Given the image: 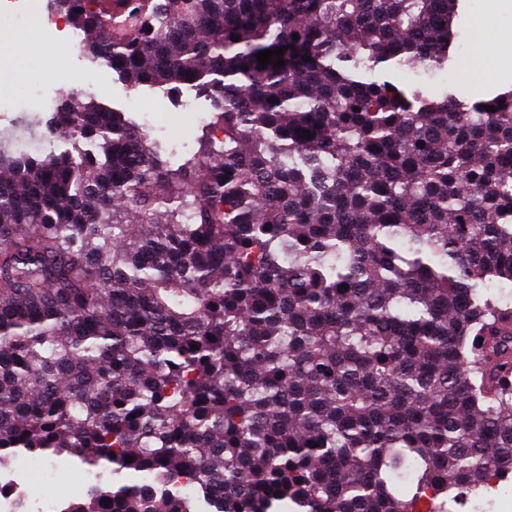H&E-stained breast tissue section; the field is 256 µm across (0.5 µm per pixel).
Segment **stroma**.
<instances>
[{"instance_id": "1", "label": "stroma", "mask_w": 512, "mask_h": 512, "mask_svg": "<svg viewBox=\"0 0 512 512\" xmlns=\"http://www.w3.org/2000/svg\"><path fill=\"white\" fill-rule=\"evenodd\" d=\"M52 0H20V22L13 27H0V45H21L22 63L17 74L0 81V138L24 139L33 147H41L44 122L49 115L45 104L59 101L62 93L80 87L92 98L121 112L143 120L144 110L161 116L151 141L157 142L163 158L182 163L198 149L196 138L183 135L182 116L192 107L202 122H210L213 114L207 96L185 87L179 93L164 89H131L110 67L91 59L80 42L72 38L73 29L54 17ZM485 0H464V7L454 21L456 53L446 71L414 75L401 73L403 81L421 84L430 96L448 91L458 101L470 105L491 93L512 89V75L487 78L466 70L468 61L491 59L500 49V38L512 31V12L502 13L495 22L483 25L479 17ZM51 472L50 483L33 479L26 487L27 512H53L57 502L82 496L96 483L99 472L75 458H45ZM447 512H512V481L497 489L481 493L477 498L447 502Z\"/></svg>"}]
</instances>
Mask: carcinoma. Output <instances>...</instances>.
Returning <instances> with one entry per match:
<instances>
[{
	"label": "carcinoma",
	"instance_id": "cac0c4a2",
	"mask_svg": "<svg viewBox=\"0 0 512 512\" xmlns=\"http://www.w3.org/2000/svg\"><path fill=\"white\" fill-rule=\"evenodd\" d=\"M104 2L55 8L214 120L175 168L93 100L50 114L59 152L0 141V462L125 475L63 512H446L512 479V91L393 77L448 67L459 0H123L115 33Z\"/></svg>",
	"mask_w": 512,
	"mask_h": 512
}]
</instances>
